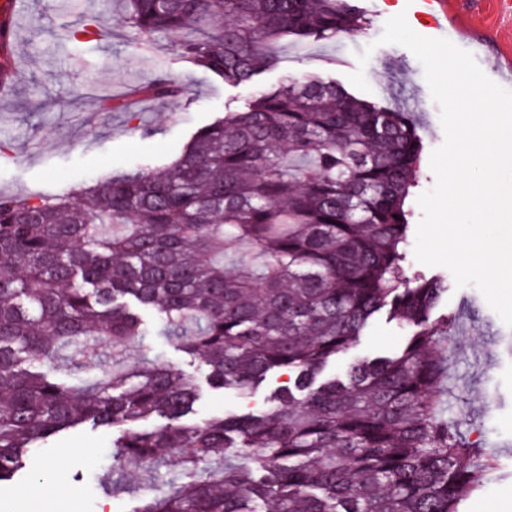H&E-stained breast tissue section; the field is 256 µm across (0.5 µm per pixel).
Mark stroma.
Returning a JSON list of instances; mask_svg holds the SVG:
<instances>
[{"mask_svg":"<svg viewBox=\"0 0 512 512\" xmlns=\"http://www.w3.org/2000/svg\"><path fill=\"white\" fill-rule=\"evenodd\" d=\"M369 26L350 37L298 45L279 42L277 63L255 83L229 86L180 59L172 39L157 36L150 48L130 40L125 0H18L10 24L8 65L16 73L11 92L0 97V193L32 196L90 185L109 172L120 173L158 158H175L191 134L214 116L250 100L257 89L286 76H323L347 81L360 68L357 53L371 48L365 70L369 99L397 97L425 125L427 150L444 141L440 108L433 101L423 68L410 50L379 44L390 17L405 13L418 34L440 36L470 52L486 75L512 67V0H449L443 30L424 18L418 0H355ZM96 15L102 37L91 42L65 39L81 16ZM180 83L178 97L132 98L131 111L103 112L98 97H129L130 89L159 76ZM442 310L457 322L445 347L451 368L454 415L470 438L489 445L512 444V353L496 343L512 336L482 294L472 286H449ZM405 332L378 316L355 352L384 355L400 347ZM130 364L150 359L205 378L202 359L190 356L161 336L127 349ZM285 380L270 376L246 398L227 391L205 392L197 421L228 412L264 407ZM499 402L486 407V390ZM109 437L84 427L54 448L31 455L28 475L0 489V512H127L128 499L106 496L96 474L111 463ZM460 512H512V457L502 456L500 470L483 489L468 495Z\"/></svg>","mask_w":512,"mask_h":512,"instance_id":"1","label":"stroma"}]
</instances>
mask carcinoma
Here are the masks:
<instances>
[{"mask_svg": "<svg viewBox=\"0 0 512 512\" xmlns=\"http://www.w3.org/2000/svg\"><path fill=\"white\" fill-rule=\"evenodd\" d=\"M141 41L231 85L275 63L288 37L334 40L368 25L350 0H127ZM85 16L73 40H95ZM180 92L166 77L140 89ZM422 123L341 82L289 76L214 117L171 163L106 174L54 195L0 194V486L32 451L86 425L112 434L98 476L128 512H459L499 469L448 415L455 324L447 280L411 271L407 244ZM156 335L201 356L215 390L288 381L254 413L191 420L202 387L168 364L128 367ZM403 349L329 362L381 313ZM168 481L130 492L131 469Z\"/></svg>", "mask_w": 512, "mask_h": 512, "instance_id": "1", "label": "carcinoma"}]
</instances>
